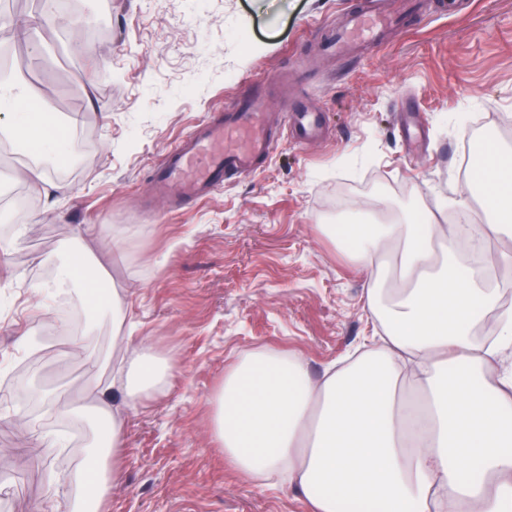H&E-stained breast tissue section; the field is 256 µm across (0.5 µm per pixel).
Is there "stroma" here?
<instances>
[{
  "mask_svg": "<svg viewBox=\"0 0 512 512\" xmlns=\"http://www.w3.org/2000/svg\"><path fill=\"white\" fill-rule=\"evenodd\" d=\"M407 16L378 45L330 57L311 36L352 0H87L78 32L49 43L57 23L35 0V39L10 42L18 77L38 98L34 120L65 131L75 163L48 164L59 191L14 178L37 149L0 140V512H53L67 476L93 443L68 411L89 376L112 381V321L99 305L39 306L28 280L52 282L87 224L98 282L118 290L126 333L172 366L167 384L126 410L124 479L108 512H308L278 481H253L224 462L209 397L249 349L305 357L314 375L369 346L376 327L363 279L320 230L380 204L454 223L466 192L467 123L512 144V0H446ZM249 33L241 41L240 33ZM274 106L301 98L325 117V138L283 139L247 177L177 211L157 206L153 164L207 114L248 86ZM38 338L19 349L20 335ZM34 407H24V399ZM61 438L39 463L16 453L24 426Z\"/></svg>",
  "mask_w": 512,
  "mask_h": 512,
  "instance_id": "1",
  "label": "stroma"
}]
</instances>
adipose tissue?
<instances>
[{
	"label": "adipose tissue",
	"instance_id": "obj_1",
	"mask_svg": "<svg viewBox=\"0 0 512 512\" xmlns=\"http://www.w3.org/2000/svg\"><path fill=\"white\" fill-rule=\"evenodd\" d=\"M31 90L0 78V138L27 126ZM478 187L481 265L460 255L458 227L405 210L384 224L336 227L337 246L365 277L380 346L316 376L301 355L244 352L211 398L212 435L253 479L278 477L310 512H512V312L500 311L489 272L512 266V153L491 147ZM495 315L493 340L476 327ZM124 351L115 388L95 385L93 412L109 442L69 475L64 512H106L124 476L125 409L162 388L171 365L145 341Z\"/></svg>",
	"mask_w": 512,
	"mask_h": 512
}]
</instances>
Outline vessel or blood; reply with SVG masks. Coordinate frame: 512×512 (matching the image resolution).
I'll return each instance as SVG.
<instances>
[{
    "mask_svg": "<svg viewBox=\"0 0 512 512\" xmlns=\"http://www.w3.org/2000/svg\"><path fill=\"white\" fill-rule=\"evenodd\" d=\"M391 22L390 16L360 2L351 7L329 47L350 51L376 41ZM322 124L320 113L293 107L274 112L263 97L244 90L162 154L153 169L155 188L171 208H181L212 194L229 179L251 173L269 157L284 131L310 139Z\"/></svg>",
    "mask_w": 512,
    "mask_h": 512,
    "instance_id": "1",
    "label": "vessel or blood"
}]
</instances>
